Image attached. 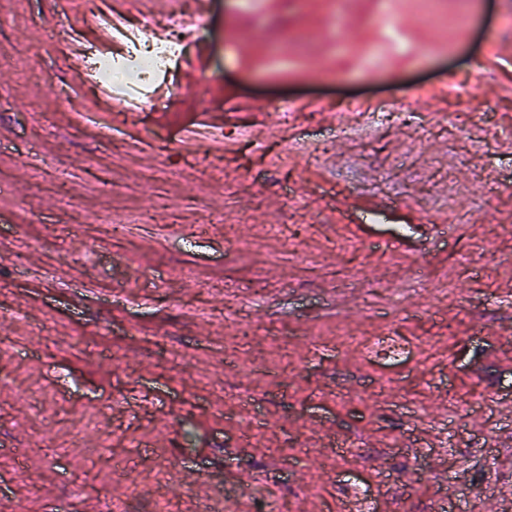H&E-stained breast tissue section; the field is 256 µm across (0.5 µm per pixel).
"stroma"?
Returning <instances> with one entry per match:
<instances>
[{
    "instance_id": "1",
    "label": "stroma",
    "mask_w": 512,
    "mask_h": 512,
    "mask_svg": "<svg viewBox=\"0 0 512 512\" xmlns=\"http://www.w3.org/2000/svg\"><path fill=\"white\" fill-rule=\"evenodd\" d=\"M190 12L0 0V496L194 512L232 475L250 512H512V0ZM116 15L189 31L135 109L82 75Z\"/></svg>"
}]
</instances>
